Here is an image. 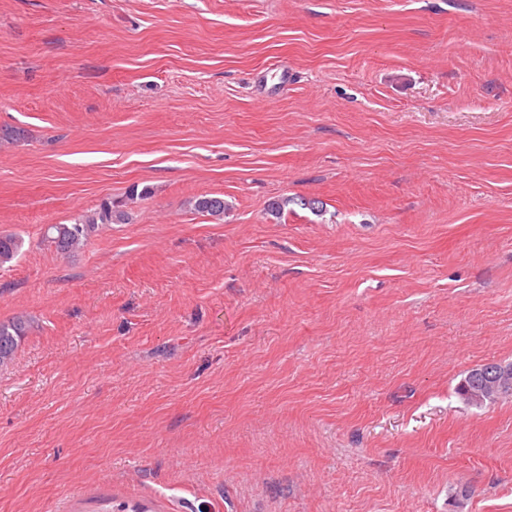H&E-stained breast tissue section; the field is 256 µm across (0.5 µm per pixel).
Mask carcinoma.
<instances>
[{
	"mask_svg": "<svg viewBox=\"0 0 512 512\" xmlns=\"http://www.w3.org/2000/svg\"><path fill=\"white\" fill-rule=\"evenodd\" d=\"M151 194L147 187L142 189L133 186L125 198L121 200L104 199L92 211L81 212L72 224H54L51 229L54 235L48 242L54 244L55 250L61 254L69 253L85 244L92 236L110 224H127L131 219V205L136 200ZM193 209L202 214L221 218L226 205L224 198L204 195L192 201ZM22 241L13 234L0 235V265L11 261L19 252ZM30 330V323L22 317L0 322V367L12 362L21 339ZM484 383L477 370L470 371L459 387V394L467 402H472L473 393Z\"/></svg>",
	"mask_w": 512,
	"mask_h": 512,
	"instance_id": "obj_1",
	"label": "carcinoma"
}]
</instances>
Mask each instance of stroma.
<instances>
[{
	"label": "stroma",
	"instance_id": "stroma-1",
	"mask_svg": "<svg viewBox=\"0 0 512 512\" xmlns=\"http://www.w3.org/2000/svg\"><path fill=\"white\" fill-rule=\"evenodd\" d=\"M1 126L0 512H512V0H0ZM151 194L148 187L138 191L131 187L125 199L107 198L101 201L93 211L81 212L72 224H54L48 230H54V236L47 237L58 253H69L84 245L92 236L110 224H128L131 219V204ZM30 323L22 317L0 322V367L12 362L21 339L30 330Z\"/></svg>",
	"mask_w": 512,
	"mask_h": 512
}]
</instances>
